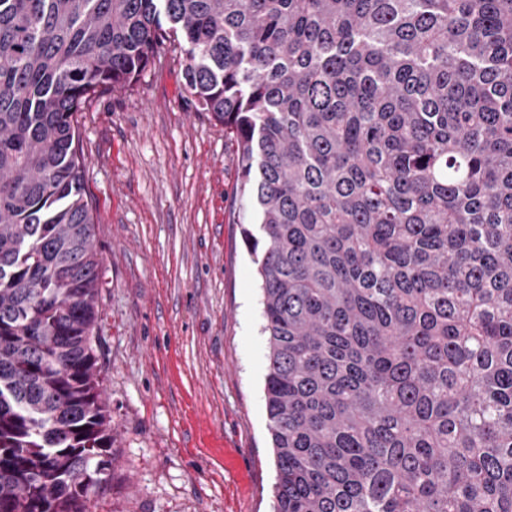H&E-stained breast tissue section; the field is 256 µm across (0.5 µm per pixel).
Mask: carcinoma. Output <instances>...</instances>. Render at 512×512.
I'll return each mask as SVG.
<instances>
[{"mask_svg":"<svg viewBox=\"0 0 512 512\" xmlns=\"http://www.w3.org/2000/svg\"><path fill=\"white\" fill-rule=\"evenodd\" d=\"M171 41L258 215L274 512H512V0H0V512L117 467L76 114Z\"/></svg>","mask_w":512,"mask_h":512,"instance_id":"carcinoma-1","label":"carcinoma"}]
</instances>
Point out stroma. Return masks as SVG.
<instances>
[{
    "label": "stroma",
    "instance_id": "stroma-1",
    "mask_svg": "<svg viewBox=\"0 0 512 512\" xmlns=\"http://www.w3.org/2000/svg\"><path fill=\"white\" fill-rule=\"evenodd\" d=\"M165 52L77 114L103 257L96 355L118 466L90 512H273L257 215L237 145Z\"/></svg>",
    "mask_w": 512,
    "mask_h": 512
}]
</instances>
